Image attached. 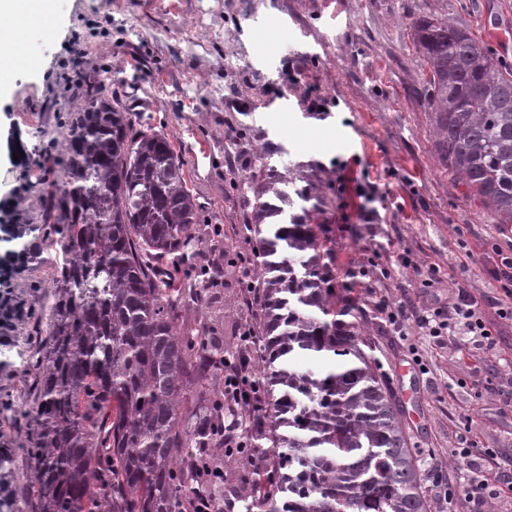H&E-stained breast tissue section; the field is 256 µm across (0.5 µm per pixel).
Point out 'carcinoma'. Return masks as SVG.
<instances>
[{
	"label": "carcinoma",
	"instance_id": "1",
	"mask_svg": "<svg viewBox=\"0 0 512 512\" xmlns=\"http://www.w3.org/2000/svg\"><path fill=\"white\" fill-rule=\"evenodd\" d=\"M426 97L439 163L492 223L512 229V73L471 29L419 19ZM112 77L79 73L81 99L63 115L58 146L42 153L35 224H12L0 287V329L33 336L0 360L30 380L17 406L0 394V421L19 424L26 464L13 485L0 455L8 512H199L241 483L245 512H431L393 391L352 323L334 319L326 245L306 208L264 173L254 189L258 372L262 427L236 458L216 445L224 360L244 352L189 318L207 289L174 287L197 267L206 238L198 197L170 138L136 127L105 97ZM270 194L280 201L264 199ZM51 271L52 291L27 278ZM19 278L30 298L11 291ZM268 446H263V443ZM265 462L259 484L240 471Z\"/></svg>",
	"mask_w": 512,
	"mask_h": 512
}]
</instances>
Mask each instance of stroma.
I'll return each mask as SVG.
<instances>
[{
    "label": "stroma",
    "instance_id": "1",
    "mask_svg": "<svg viewBox=\"0 0 512 512\" xmlns=\"http://www.w3.org/2000/svg\"><path fill=\"white\" fill-rule=\"evenodd\" d=\"M433 14L471 28L512 67V0H52L47 29L13 21L29 60L0 73V201L37 177L42 145L79 99V72L107 71L132 119L175 145L204 222L223 225L207 239V260L253 256L247 179L258 160L310 194L311 222L336 254V303L352 304L425 478L432 457L470 435L512 453V424L500 415L512 405V322L494 308L512 298L495 276L512 232L467 203L437 159L429 68L413 42L414 23ZM489 17L498 35H488ZM370 185L376 197L360 200ZM431 265L439 273L428 285L415 270ZM452 278L478 300L495 351L468 336L440 348L411 322L393 332L374 306L386 294L415 312L445 303ZM242 291L225 280L204 310L228 343L252 316Z\"/></svg>",
    "mask_w": 512,
    "mask_h": 512
}]
</instances>
